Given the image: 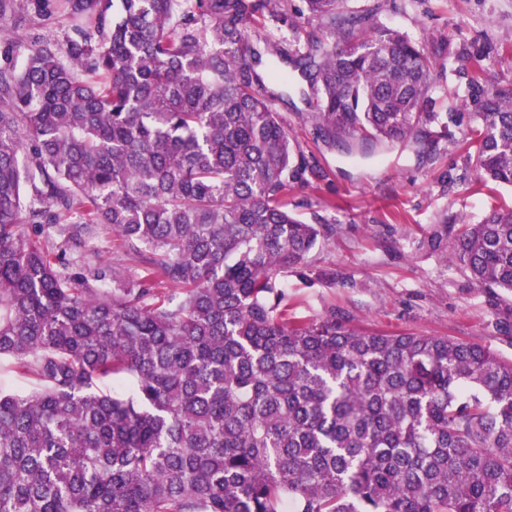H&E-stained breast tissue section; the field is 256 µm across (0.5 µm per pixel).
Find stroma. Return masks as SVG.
Returning <instances> with one entry per match:
<instances>
[{"label":"stroma","instance_id":"obj_1","mask_svg":"<svg viewBox=\"0 0 512 512\" xmlns=\"http://www.w3.org/2000/svg\"><path fill=\"white\" fill-rule=\"evenodd\" d=\"M429 49L439 50L432 111L448 128L429 155L414 141L377 149L361 159L314 141L309 108L279 106L283 122L321 175L304 174L291 200L301 219L330 223L303 268L281 278L290 311L310 320L336 316L354 330L445 336L512 358V294L475 285L454 259L460 221H479L492 207L512 206V187L476 184L474 163L459 140L476 125L477 93L469 86L472 57H483L487 79L512 82V0H357ZM17 37L36 32L65 42L62 13L0 16ZM86 268L134 271L139 264L111 231L87 236Z\"/></svg>","mask_w":512,"mask_h":512}]
</instances>
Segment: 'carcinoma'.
Instances as JSON below:
<instances>
[{
  "instance_id": "cac0c4a2",
  "label": "carcinoma",
  "mask_w": 512,
  "mask_h": 512,
  "mask_svg": "<svg viewBox=\"0 0 512 512\" xmlns=\"http://www.w3.org/2000/svg\"><path fill=\"white\" fill-rule=\"evenodd\" d=\"M306 3L320 26L291 41L288 0L0 3L73 20L62 44L0 33V356L41 383L0 392V512H512V360L288 315L280 278L331 227L289 209L320 169L262 53L349 155L438 123L425 45ZM478 115L460 146L511 186L512 83ZM100 227L141 273L59 261L52 235ZM456 259L511 293L512 207L462 222Z\"/></svg>"
}]
</instances>
